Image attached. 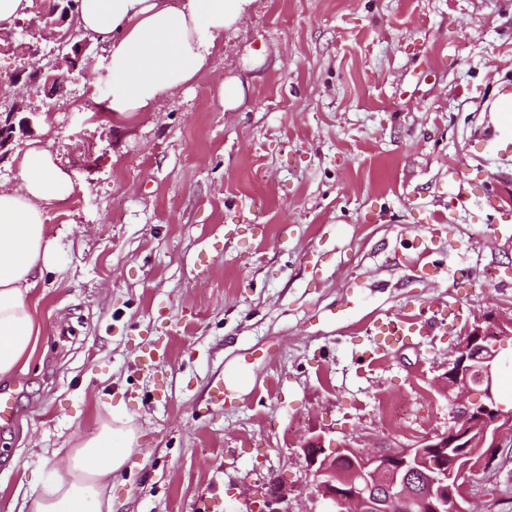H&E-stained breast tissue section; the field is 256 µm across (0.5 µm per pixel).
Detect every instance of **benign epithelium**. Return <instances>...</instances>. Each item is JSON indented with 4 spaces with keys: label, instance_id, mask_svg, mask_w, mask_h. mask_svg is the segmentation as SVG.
I'll return each instance as SVG.
<instances>
[{
    "label": "benign epithelium",
    "instance_id": "benign-epithelium-1",
    "mask_svg": "<svg viewBox=\"0 0 512 512\" xmlns=\"http://www.w3.org/2000/svg\"><path fill=\"white\" fill-rule=\"evenodd\" d=\"M0 121V152L7 151L16 133L33 131L32 122ZM512 336V310H489L475 318L454 347L439 390L455 394L452 425L444 434H427L414 445L378 448L359 453L348 441L325 444L316 435L301 446L310 485L323 502L322 512H470L469 480L440 459L425 460L428 448L485 449L477 463L461 468L473 475L486 470L504 442H512V410L499 399L497 377L501 341ZM291 488L272 481L264 493L262 512H291Z\"/></svg>",
    "mask_w": 512,
    "mask_h": 512
}]
</instances>
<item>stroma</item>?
<instances>
[{"instance_id":"35a3bbf8","label":"stroma","mask_w":512,"mask_h":512,"mask_svg":"<svg viewBox=\"0 0 512 512\" xmlns=\"http://www.w3.org/2000/svg\"><path fill=\"white\" fill-rule=\"evenodd\" d=\"M88 55L54 119L0 155V185L33 143L73 181L46 207L35 353L0 381V512H27L112 408L139 433L112 512H258L276 478L293 512H319L305 439L368 453L447 432L435 380L475 316L512 305V227L479 195L512 181L482 140L512 82V0H252L192 87L125 124L105 52ZM455 169L473 194L452 210ZM442 301L465 310L453 334L432 317L420 343L363 358L373 320ZM150 342L165 355L147 370ZM470 496L512 512V443Z\"/></svg>"}]
</instances>
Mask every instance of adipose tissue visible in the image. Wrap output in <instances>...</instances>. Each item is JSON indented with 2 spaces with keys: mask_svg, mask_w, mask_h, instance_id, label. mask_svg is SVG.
I'll use <instances>...</instances> for the list:
<instances>
[{
  "mask_svg": "<svg viewBox=\"0 0 512 512\" xmlns=\"http://www.w3.org/2000/svg\"><path fill=\"white\" fill-rule=\"evenodd\" d=\"M251 0H80L77 28L106 51L118 122L155 108L163 95L196 82L224 31ZM20 188L0 187V380L33 355L39 330L27 299L37 276L56 261L43 206L71 191L69 173L47 149L16 153ZM137 433L122 411L68 457L66 475L46 478L28 512H112L104 489L122 471Z\"/></svg>",
  "mask_w": 512,
  "mask_h": 512,
  "instance_id": "ef3b65f1",
  "label": "adipose tissue"
}]
</instances>
